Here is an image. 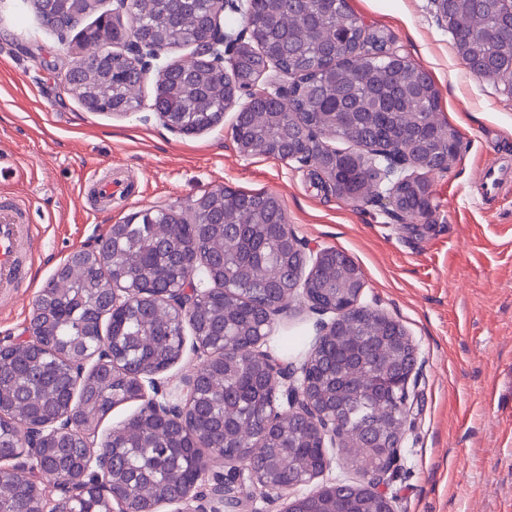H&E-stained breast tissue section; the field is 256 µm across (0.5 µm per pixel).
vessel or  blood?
<instances>
[{"instance_id":"1","label":"vessel or blood","mask_w":512,"mask_h":512,"mask_svg":"<svg viewBox=\"0 0 512 512\" xmlns=\"http://www.w3.org/2000/svg\"><path fill=\"white\" fill-rule=\"evenodd\" d=\"M38 236L36 225L28 223L18 201L0 200V288H14L23 281L22 253Z\"/></svg>"}]
</instances>
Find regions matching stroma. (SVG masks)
<instances>
[{"label": "stroma", "instance_id": "obj_1", "mask_svg": "<svg viewBox=\"0 0 512 512\" xmlns=\"http://www.w3.org/2000/svg\"><path fill=\"white\" fill-rule=\"evenodd\" d=\"M18 2L0 0V159L14 170L0 175V193L19 196L42 234L23 256V287L0 294V344L25 339L56 269L111 225L218 187L273 193L297 238L346 252L364 273L363 302L399 320L418 347L411 425L381 485L395 512H512V95L464 65L430 0H348L429 74L438 117L460 137L447 170L431 177L434 229L421 238L376 204L324 194L308 166L239 153L233 112L199 133L171 131L151 109L155 75L138 90V111H90L61 83L84 53L77 30L57 34ZM489 164L508 180L490 198L478 181ZM93 175L124 192L96 199ZM317 320L298 295L277 317L275 336L301 339L288 361L304 358Z\"/></svg>", "mask_w": 512, "mask_h": 512}]
</instances>
